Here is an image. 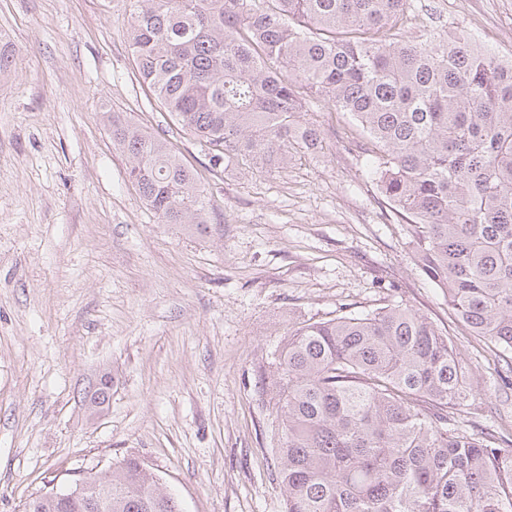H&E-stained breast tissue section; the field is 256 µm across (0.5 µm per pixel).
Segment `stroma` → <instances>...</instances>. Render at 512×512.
<instances>
[{
    "instance_id": "obj_1",
    "label": "stroma",
    "mask_w": 512,
    "mask_h": 512,
    "mask_svg": "<svg viewBox=\"0 0 512 512\" xmlns=\"http://www.w3.org/2000/svg\"><path fill=\"white\" fill-rule=\"evenodd\" d=\"M127 0H0V512L47 483L143 459L184 512H285L270 387L289 328L404 304L452 336L472 392L512 428L497 357L420 271L407 224L366 171L362 127L311 103L316 152L229 164L175 130L139 81ZM477 35L512 55V0H412L405 40ZM169 133L215 211L197 238L161 223L102 114ZM101 412L86 397L102 376Z\"/></svg>"
}]
</instances>
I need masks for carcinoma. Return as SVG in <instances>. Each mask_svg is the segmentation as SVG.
<instances>
[{
	"instance_id": "carcinoma-1",
	"label": "carcinoma",
	"mask_w": 512,
	"mask_h": 512,
	"mask_svg": "<svg viewBox=\"0 0 512 512\" xmlns=\"http://www.w3.org/2000/svg\"><path fill=\"white\" fill-rule=\"evenodd\" d=\"M142 84L210 169H283L317 150L311 99L367 134V171L411 227L418 266L512 378V61L469 34L397 38L411 0H129ZM127 175L164 224L209 233L211 199L171 142L106 112ZM286 512H512V438L473 412L453 338L401 304L303 322L275 358ZM112 378L89 398L96 412ZM25 512H182L127 456Z\"/></svg>"
}]
</instances>
